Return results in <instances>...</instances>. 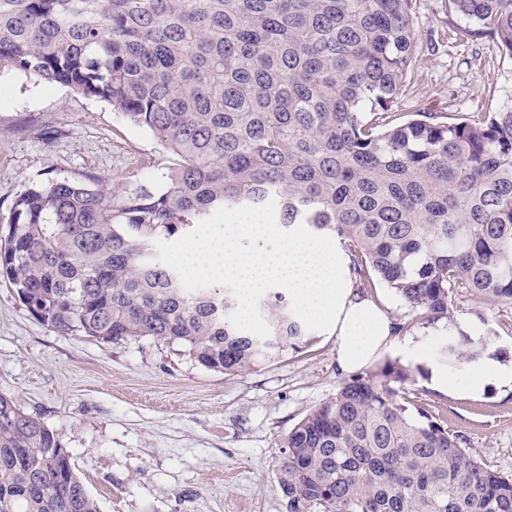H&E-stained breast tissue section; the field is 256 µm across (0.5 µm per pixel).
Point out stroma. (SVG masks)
<instances>
[{"mask_svg": "<svg viewBox=\"0 0 512 512\" xmlns=\"http://www.w3.org/2000/svg\"><path fill=\"white\" fill-rule=\"evenodd\" d=\"M418 58L396 106L456 119L512 108V56L449 13L448 0H412ZM172 157L104 101L0 72V222L32 184L97 178L163 188ZM378 304L402 324L380 359L404 360L407 342L433 346L443 325L413 321L386 288ZM457 327L486 337L489 355L512 361V303L477 319L480 304H452ZM339 347L313 324L300 350L233 375L208 370L155 338L102 343L36 320L0 280V393L40 416L70 454L99 512H287L277 481L289 431L335 394L347 374ZM414 392L468 437L488 468L512 473V391Z\"/></svg>", "mask_w": 512, "mask_h": 512, "instance_id": "35a3bbf8", "label": "stroma"}]
</instances>
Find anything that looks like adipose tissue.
<instances>
[{"instance_id": "obj_1", "label": "adipose tissue", "mask_w": 512, "mask_h": 512, "mask_svg": "<svg viewBox=\"0 0 512 512\" xmlns=\"http://www.w3.org/2000/svg\"><path fill=\"white\" fill-rule=\"evenodd\" d=\"M180 262L208 280L235 282L244 303L270 285L287 288L300 316L335 333L342 368L369 366L391 341L388 317L347 288L341 255L319 238L281 236L244 216L208 229ZM430 378L439 389L475 396L490 386L512 388V362L484 357L459 371L434 364Z\"/></svg>"}]
</instances>
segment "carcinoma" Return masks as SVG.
I'll return each mask as SVG.
<instances>
[{"instance_id": "obj_1", "label": "carcinoma", "mask_w": 512, "mask_h": 512, "mask_svg": "<svg viewBox=\"0 0 512 512\" xmlns=\"http://www.w3.org/2000/svg\"><path fill=\"white\" fill-rule=\"evenodd\" d=\"M512 56V0H448ZM418 53L410 0H0V71L110 104L173 156L165 186L36 183L0 224V277L38 321L112 343L153 337L233 375L298 347L282 297L244 330L232 289L183 286L151 241L250 215L335 237L359 288L422 324L452 295L512 302V110L453 122L393 113ZM453 331L436 354L482 357ZM385 360L290 430L288 512H512V474L485 467ZM0 512H98L70 455L0 393Z\"/></svg>"}]
</instances>
